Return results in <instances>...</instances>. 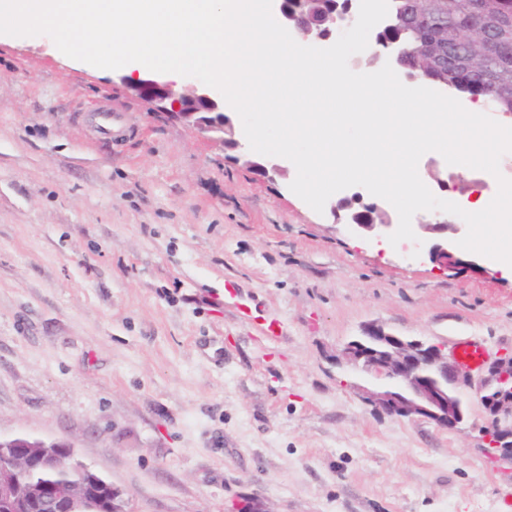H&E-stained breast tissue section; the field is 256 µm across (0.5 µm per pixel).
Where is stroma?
Listing matches in <instances>:
<instances>
[{"mask_svg":"<svg viewBox=\"0 0 512 512\" xmlns=\"http://www.w3.org/2000/svg\"><path fill=\"white\" fill-rule=\"evenodd\" d=\"M119 76L0 35V433L71 442L132 512H501L479 391L453 430L389 416L336 355L375 321L512 357V280L354 234L352 189L315 212ZM228 280L280 338L225 307Z\"/></svg>","mask_w":512,"mask_h":512,"instance_id":"stroma-1","label":"stroma"}]
</instances>
